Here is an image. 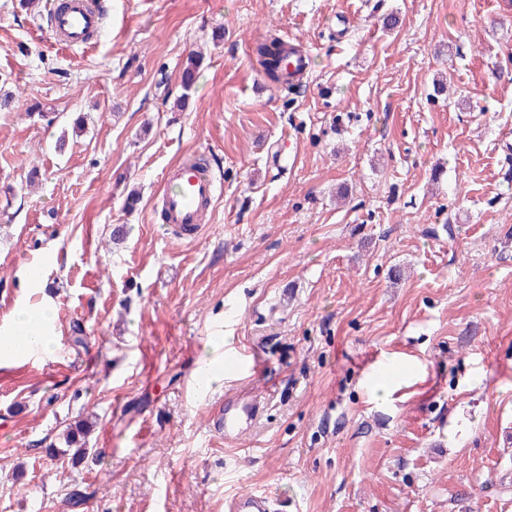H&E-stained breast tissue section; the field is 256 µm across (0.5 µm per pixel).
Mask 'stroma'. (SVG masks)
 <instances>
[{
  "mask_svg": "<svg viewBox=\"0 0 512 512\" xmlns=\"http://www.w3.org/2000/svg\"><path fill=\"white\" fill-rule=\"evenodd\" d=\"M49 2L0 0V325L58 333L0 361V512H512V0H104L85 49ZM195 153L223 189L184 242L159 199ZM219 337L275 387L231 447ZM288 49L294 50L288 57V74L285 72L283 61L287 57ZM286 46L281 42L276 33L270 32L265 39L255 47V55L260 71L264 77L282 86L288 82V75L298 73L302 75L308 67V56L295 48ZM288 88L287 86H284ZM53 311L46 306H28L16 312L8 323V329L3 331L2 346L0 345V359L8 358L27 350L38 349L45 355H50L55 349V340L49 334V328L53 322ZM0 336V338H1ZM22 339L24 344L21 349L4 350V342ZM228 512H288V504L264 492L237 495L227 504Z\"/></svg>",
  "mask_w": 512,
  "mask_h": 512,
  "instance_id": "1",
  "label": "stroma"
}]
</instances>
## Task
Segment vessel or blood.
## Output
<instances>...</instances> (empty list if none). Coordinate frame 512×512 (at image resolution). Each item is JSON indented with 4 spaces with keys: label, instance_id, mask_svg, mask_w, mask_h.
I'll return each instance as SVG.
<instances>
[{
    "label": "vessel or blood",
    "instance_id": "obj_1",
    "mask_svg": "<svg viewBox=\"0 0 512 512\" xmlns=\"http://www.w3.org/2000/svg\"><path fill=\"white\" fill-rule=\"evenodd\" d=\"M100 0H66L65 9L51 8L47 31L56 45L71 48L89 46L94 33L102 27ZM166 188L162 194V212L169 231L183 241H194L204 231L202 217L213 207L221 187L210 168L196 157L188 156L168 169L164 175ZM268 393L247 390L226 399L223 411L210 420L213 434L232 444L263 413ZM228 512H288L285 501L253 491L232 498Z\"/></svg>",
    "mask_w": 512,
    "mask_h": 512
}]
</instances>
